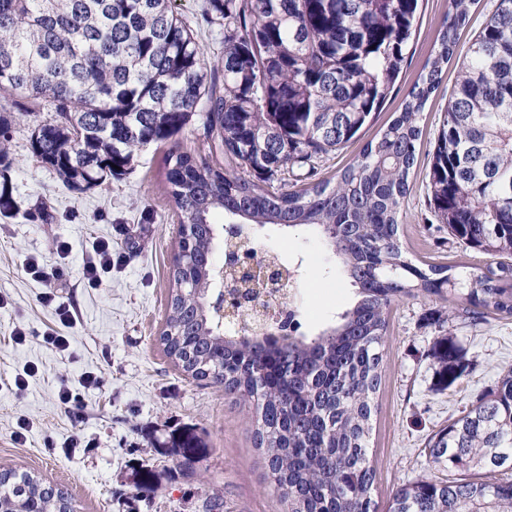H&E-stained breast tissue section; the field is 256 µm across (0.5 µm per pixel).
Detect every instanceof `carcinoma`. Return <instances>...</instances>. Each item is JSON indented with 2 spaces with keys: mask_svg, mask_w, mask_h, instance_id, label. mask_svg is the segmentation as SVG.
<instances>
[{
  "mask_svg": "<svg viewBox=\"0 0 512 512\" xmlns=\"http://www.w3.org/2000/svg\"><path fill=\"white\" fill-rule=\"evenodd\" d=\"M419 0H207L224 29L211 60L172 0H0V215L20 210L10 171L14 115L47 118L29 136L33 158L70 189L126 174L139 152L172 142L195 116L208 152L172 147L168 193L179 213L162 341L193 379L254 401L256 439L288 512H372L367 458L381 382L386 311L398 298L440 294L448 268L418 266L400 244L420 114L438 89L468 15L448 17L428 70L379 138L336 180L298 184L369 122L405 60ZM279 180L280 186H271ZM440 223L487 256L461 294L473 323L512 313L496 272L512 266V0L468 49L448 100L428 173ZM224 223L309 228L356 288L355 300L313 337L293 314L280 342L227 336L210 308ZM436 359L445 387L470 368L444 337ZM186 454L203 447L188 430ZM432 464L453 477L398 488L389 512H512V366L496 386L428 442ZM0 512H67V500L30 472L0 474Z\"/></svg>",
  "mask_w": 512,
  "mask_h": 512,
  "instance_id": "1",
  "label": "carcinoma"
}]
</instances>
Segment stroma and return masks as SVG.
I'll list each match as a JSON object with an SVG mask.
<instances>
[{
  "mask_svg": "<svg viewBox=\"0 0 512 512\" xmlns=\"http://www.w3.org/2000/svg\"><path fill=\"white\" fill-rule=\"evenodd\" d=\"M175 7L207 55L216 57L224 33L204 20L206 0H175ZM447 13L448 0H421L406 59L385 102L357 139L319 163L314 181L334 178L393 119L424 74ZM461 63L458 56L449 61L423 114L400 231L408 258L448 266L456 277L486 258L438 224L425 175ZM32 124V117H21L12 128L11 178L23 212L0 219V471L38 473L71 498L75 512H202L203 499L214 492L227 512H288L255 443L253 401L192 379L161 340L180 239L177 209L166 192L165 146L144 150L125 175L75 191L31 158ZM40 204L50 222L26 219V210ZM252 236L259 255L279 252L300 265L291 304L301 333L316 335L351 304L354 287L310 232L268 225L254 227ZM97 240L112 244V273L100 287L87 288L81 273ZM61 241L71 247L62 260L55 252ZM31 259L64 273L50 285L34 279L25 271ZM49 289L74 306L75 325L62 327L54 308L42 303ZM463 306L452 293L404 298L388 309L367 451L377 512H387L397 487L425 475L446 477V469L429 461V436L494 388L501 368L512 365V315L492 314L475 325ZM20 327L28 337L18 344L13 336ZM51 330L69 336L68 351L44 343ZM441 336L472 362L468 374L447 388L438 381L433 355ZM28 365L37 374L27 390H16L15 377ZM88 372L98 386H81ZM65 384L78 390L79 403L59 401ZM21 419L28 428L19 440ZM188 429L204 442L189 478L177 472L179 455L171 446L173 435ZM143 477L154 486L147 498L135 488Z\"/></svg>",
  "mask_w": 512,
  "mask_h": 512,
  "instance_id": "35a3bbf8",
  "label": "stroma"
}]
</instances>
